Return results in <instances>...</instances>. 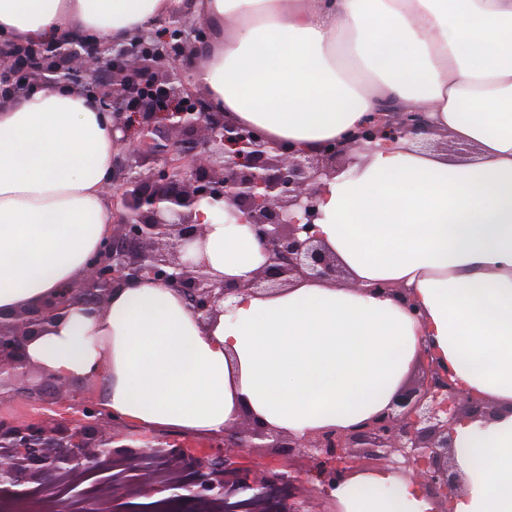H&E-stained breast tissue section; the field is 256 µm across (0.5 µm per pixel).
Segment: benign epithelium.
Masks as SVG:
<instances>
[{
	"mask_svg": "<svg viewBox=\"0 0 512 512\" xmlns=\"http://www.w3.org/2000/svg\"><path fill=\"white\" fill-rule=\"evenodd\" d=\"M207 25L174 19L162 28L141 30L117 44L104 38L64 36L32 44L48 59L26 63L17 95L49 84L71 86L93 96L112 120L117 144L107 192L112 198V233L87 262L86 275L48 299L18 310L0 311V387L14 382V397L28 396L33 365L27 344L52 321L80 306L92 313L130 281H150L177 290L198 319L229 311L221 303L243 293L270 294L297 280L344 283L347 270L317 239L324 181L349 173L359 155L403 141L426 146L437 134L427 109L384 105L363 125L315 150L285 148L263 130L229 120L197 97L187 75L204 61ZM221 208L227 219L246 224L260 242L265 262L247 280L231 282L210 267L204 249L206 225L196 212L202 202ZM371 295L396 297L412 315L416 301L408 288L373 283ZM418 379L404 382L390 404L348 427L327 426L304 435L260 422L247 411L211 437L197 458L196 477L180 486L189 498L224 497L226 486L251 490L260 498L288 489L286 512H314L318 500L333 503L332 491L352 477L379 468L417 484L433 505L452 512L463 488L454 451V426L464 417L490 420L496 409L463 391L425 344L416 361ZM57 386V416L15 422L0 419V492L25 480L47 485L62 475L97 468L102 459H158L180 462L187 448L168 449L150 434L130 432L97 403ZM0 391V399L7 397ZM140 440L118 449L114 443ZM263 441L258 445L255 440ZM286 448L288 457L246 461L247 449Z\"/></svg>",
	"mask_w": 512,
	"mask_h": 512,
	"instance_id": "obj_1",
	"label": "benign epithelium"
}]
</instances>
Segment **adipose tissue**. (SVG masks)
<instances>
[{"label":"adipose tissue","mask_w":512,"mask_h":512,"mask_svg":"<svg viewBox=\"0 0 512 512\" xmlns=\"http://www.w3.org/2000/svg\"><path fill=\"white\" fill-rule=\"evenodd\" d=\"M181 0H0L21 43L93 32L121 42ZM212 36L195 74L213 110L315 149L384 103L424 104L459 158L412 144L363 154L327 181L316 234L352 285L297 281L233 297L202 323L174 289L137 282L97 314L72 309L26 348L54 377L101 380L135 429L223 430L250 410L302 434L385 408L429 338L459 386L495 405L454 428V512H512V0H195ZM112 126L92 97L48 86L0 104V311L74 283L112 230ZM205 254L246 280L262 248L201 205ZM411 289L412 318L371 283ZM335 495L345 512H428L391 471Z\"/></svg>","instance_id":"obj_1"}]
</instances>
